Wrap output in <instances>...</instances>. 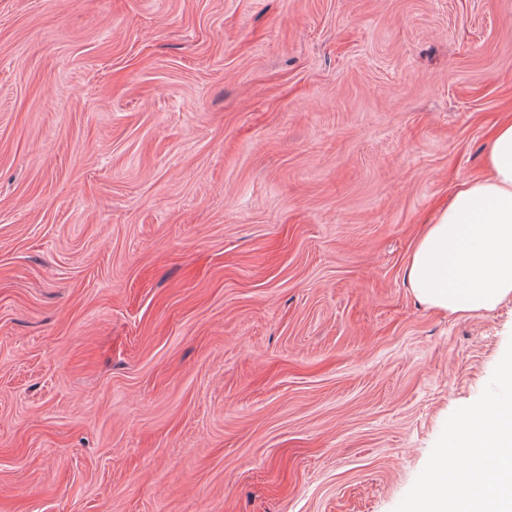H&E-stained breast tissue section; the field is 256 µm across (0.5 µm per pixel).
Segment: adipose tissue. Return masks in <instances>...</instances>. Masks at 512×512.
Wrapping results in <instances>:
<instances>
[{
  "label": "adipose tissue",
  "instance_id": "1",
  "mask_svg": "<svg viewBox=\"0 0 512 512\" xmlns=\"http://www.w3.org/2000/svg\"><path fill=\"white\" fill-rule=\"evenodd\" d=\"M486 170L451 190L413 247L408 280L429 307L473 313L512 299V121L496 129Z\"/></svg>",
  "mask_w": 512,
  "mask_h": 512
}]
</instances>
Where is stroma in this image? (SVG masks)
I'll return each mask as SVG.
<instances>
[{
  "label": "stroma",
  "mask_w": 512,
  "mask_h": 512,
  "mask_svg": "<svg viewBox=\"0 0 512 512\" xmlns=\"http://www.w3.org/2000/svg\"><path fill=\"white\" fill-rule=\"evenodd\" d=\"M512 120V0H0V512H395L512 344L409 256Z\"/></svg>",
  "instance_id": "1"
}]
</instances>
